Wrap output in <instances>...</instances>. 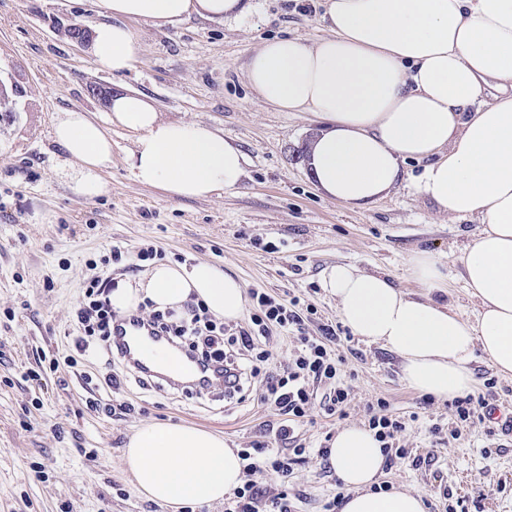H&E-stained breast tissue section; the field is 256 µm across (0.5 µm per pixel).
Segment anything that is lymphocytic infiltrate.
Here are the masks:
<instances>
[{"mask_svg": "<svg viewBox=\"0 0 512 512\" xmlns=\"http://www.w3.org/2000/svg\"><path fill=\"white\" fill-rule=\"evenodd\" d=\"M111 287L108 277L96 276L88 282L76 310L78 352H87L91 337L96 336L105 354L113 355L110 327L115 313L107 297ZM249 297L253 311L243 325L218 321L200 304L186 305L179 312L146 310L142 318L200 357L221 363L227 397L243 401L256 396L281 417L277 426H266V440L240 449L244 481L225 502L224 512H294L286 481L307 453L296 431L311 422L314 409L329 416L340 414L349 399L350 388L341 373L343 359L335 349L340 336L331 327L319 336L306 335L305 314L298 300L261 289L250 290ZM285 332L292 334L295 346L287 360L280 362L270 344ZM367 416L387 462L406 458L407 449L393 445L405 423L391 413L387 400L368 403ZM268 471L275 473L281 484L264 491L255 477Z\"/></svg>", "mask_w": 512, "mask_h": 512, "instance_id": "1", "label": "lymphocytic infiltrate"}]
</instances>
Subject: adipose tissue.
<instances>
[{
    "instance_id": "obj_1",
    "label": "adipose tissue",
    "mask_w": 512,
    "mask_h": 512,
    "mask_svg": "<svg viewBox=\"0 0 512 512\" xmlns=\"http://www.w3.org/2000/svg\"><path fill=\"white\" fill-rule=\"evenodd\" d=\"M108 21L95 26L93 64L119 73L135 62L129 20L173 24L197 15L234 20L244 0H102ZM327 37L266 41L246 76L264 101L309 112L322 127L308 169L330 199L363 208L402 182L407 161L423 162L417 194L439 212L479 220L461 258V277L478 305L476 320L430 299L448 277L427 252L410 260L426 289L411 297L390 276L352 263L327 266L325 291L341 322L401 360L414 391L445 401L468 393L469 364L482 351L512 378V0H325ZM110 121L135 131L129 156L136 180L166 196L202 199L239 186L247 157L212 128L162 119L143 97L116 95ZM55 142L80 164L75 186L92 199L106 190L112 139L86 112H62ZM203 304L216 318L245 311L242 282L219 265L159 263L136 282L118 283L112 308L152 302L159 311ZM348 490L341 512H425L418 491L375 492L385 454L373 431L337 432L328 457ZM124 463L137 492L179 512L222 502L243 483L237 449L222 436L184 425L146 423L130 437Z\"/></svg>"
}]
</instances>
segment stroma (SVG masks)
<instances>
[{"label": "stroma", "instance_id": "stroma-1", "mask_svg": "<svg viewBox=\"0 0 512 512\" xmlns=\"http://www.w3.org/2000/svg\"><path fill=\"white\" fill-rule=\"evenodd\" d=\"M240 19L199 16L156 25L130 21L136 62L112 74L92 63L69 25L93 29L106 21L101 0H0V83L11 87L9 117L0 119V512H171L145 499L125 468V445L145 423L194 425L222 434L230 447L261 439L275 410L253 399L212 401L143 388L135 381L109 388L104 353L78 357L75 367L41 382L26 380L39 357L76 355L75 311L94 262L118 246L125 263L109 265L114 281H132L136 252L152 241L165 261H209L237 276L245 288L298 298L315 313L308 329L340 326L338 347L350 387L344 416L315 414L299 437L311 452L288 483L297 512H323L337 476L316 450L349 425L367 422L366 405L390 404L406 427L396 436L408 458L385 468L382 482L421 492L426 512H512V434L491 422L464 425L450 402L410 389L401 360L341 327L336 302L323 290L328 265L353 262L382 271L405 291L421 287L410 258L425 251L448 270L440 301L464 317L475 314L456 261L477 220L438 214L412 186L422 163L405 166L402 183L365 209L331 201L303 164L317 124L308 113L283 112L257 97L245 68L268 39L326 36L322 0H249ZM137 94L165 119L209 125L239 142L246 176L233 191L206 199H173L140 184L128 156L136 134L109 125L112 167L105 194L80 195L53 137L58 112L78 109L105 121L102 92ZM474 395L512 407V379L496 374L482 353L471 362ZM134 405L128 415L105 417L88 396ZM444 428L436 442L431 428ZM421 464H414V457Z\"/></svg>", "mask_w": 512, "mask_h": 512}]
</instances>
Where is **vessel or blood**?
I'll return each mask as SVG.
<instances>
[{"label":"vessel or blood","instance_id":"obj_1","mask_svg":"<svg viewBox=\"0 0 512 512\" xmlns=\"http://www.w3.org/2000/svg\"><path fill=\"white\" fill-rule=\"evenodd\" d=\"M112 343L119 358L136 371L169 384L207 387L218 379L216 372L203 367L195 356L178 350L168 337L135 313L124 314L115 321ZM161 352L176 354L173 368L167 370L160 365L157 355Z\"/></svg>","mask_w":512,"mask_h":512}]
</instances>
